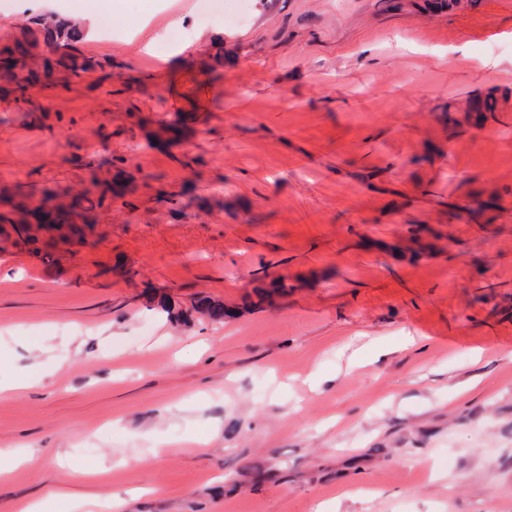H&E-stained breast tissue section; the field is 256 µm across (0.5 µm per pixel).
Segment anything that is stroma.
<instances>
[{"instance_id": "1", "label": "stroma", "mask_w": 512, "mask_h": 512, "mask_svg": "<svg viewBox=\"0 0 512 512\" xmlns=\"http://www.w3.org/2000/svg\"><path fill=\"white\" fill-rule=\"evenodd\" d=\"M246 1L214 54L195 0H122L106 71L0 96V190L131 178L78 254L0 250V449L41 459L0 512H512V0Z\"/></svg>"}]
</instances>
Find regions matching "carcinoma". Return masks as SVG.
I'll return each mask as SVG.
<instances>
[{
    "label": "carcinoma",
    "mask_w": 512,
    "mask_h": 512,
    "mask_svg": "<svg viewBox=\"0 0 512 512\" xmlns=\"http://www.w3.org/2000/svg\"><path fill=\"white\" fill-rule=\"evenodd\" d=\"M85 37L65 18L37 15L22 37L0 47V55L7 58L0 67V84L14 93L19 110L28 116L43 111L26 97L28 86L39 77L65 86L71 78L103 67L77 51ZM123 185L124 172L119 171L113 179L95 181L89 193L47 188L36 203L23 194L5 195L0 198V241L21 249L39 242L49 260L61 244L82 247L97 224L98 211L112 207Z\"/></svg>",
    "instance_id": "1"
}]
</instances>
